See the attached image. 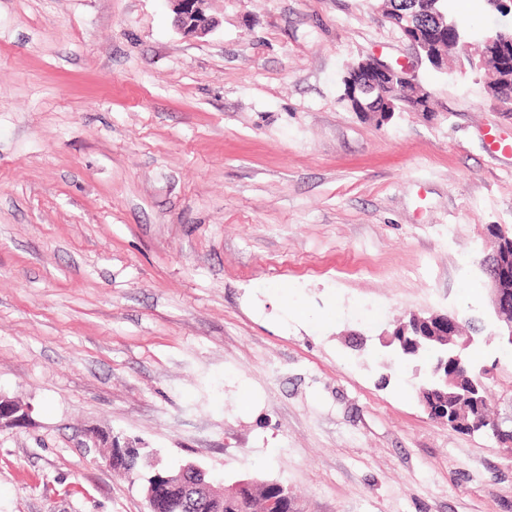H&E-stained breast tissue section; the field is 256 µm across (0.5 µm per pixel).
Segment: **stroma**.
<instances>
[{
    "instance_id": "stroma-1",
    "label": "stroma",
    "mask_w": 512,
    "mask_h": 512,
    "mask_svg": "<svg viewBox=\"0 0 512 512\" xmlns=\"http://www.w3.org/2000/svg\"><path fill=\"white\" fill-rule=\"evenodd\" d=\"M0 0V512H148L87 436L281 482L298 512H512V460L432 419L383 330L476 325L492 411L512 349L481 262L512 227V115L417 64L378 0ZM414 66L379 125L348 63ZM176 14L178 28L188 35L204 37L216 27L214 19L208 16L203 0H169ZM30 410L19 401L0 395V429L18 426L29 419Z\"/></svg>"
}]
</instances>
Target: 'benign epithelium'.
<instances>
[{"label":"benign epithelium","instance_id":"benign-epithelium-1","mask_svg":"<svg viewBox=\"0 0 512 512\" xmlns=\"http://www.w3.org/2000/svg\"><path fill=\"white\" fill-rule=\"evenodd\" d=\"M176 14L178 28L188 35L204 37L216 27L214 19L208 16L203 7V0H169ZM403 37L414 50L418 58L426 60L432 67L443 69L448 66V56L438 50L432 38L417 27L412 18L402 26ZM512 51V29L497 33L486 39L476 49L466 46L471 64L480 69L486 67L487 60L499 59ZM356 76L349 88L347 102L351 109L362 111L364 103L362 91L371 87L378 92L382 109L377 112V119L385 122L397 110H423L420 105H412L406 99L409 86L415 84L414 75L404 67H395L375 57H367L351 65ZM488 285L492 296L495 315L498 320V336L512 346V257L490 254L485 258ZM436 315L429 317L414 315L411 325L425 324L431 327L442 339L434 344H423L412 338L414 357L430 355L435 358V378L429 386L422 388V404L429 414L435 416L448 412L453 418L449 422L442 418L443 424L461 426L468 432L486 429L487 419L483 416V399L486 386L484 378L489 376L485 368L475 373L474 377L463 387L448 380L440 370L445 362L461 361L473 341V337L446 334L444 320L432 323ZM30 410L19 401L0 395V428L18 426L29 419ZM492 435L498 444L505 448L508 458L512 459V426L505 421L495 419L491 425ZM207 472L194 462H188L175 475L161 477V482L148 486L145 499L151 512H163V489L168 484L180 483L190 501L221 500L224 496H236L249 489L253 482L247 479L236 480L230 484L224 480L214 481L206 478Z\"/></svg>","mask_w":512,"mask_h":512}]
</instances>
